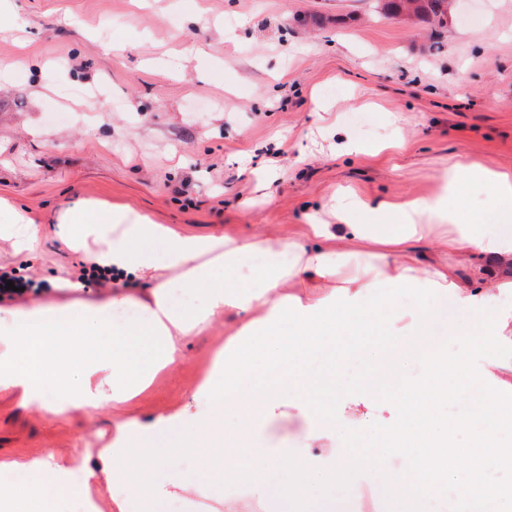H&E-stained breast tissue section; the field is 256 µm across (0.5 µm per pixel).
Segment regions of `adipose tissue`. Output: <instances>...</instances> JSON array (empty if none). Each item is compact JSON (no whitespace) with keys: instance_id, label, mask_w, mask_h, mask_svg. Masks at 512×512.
Instances as JSON below:
<instances>
[{"instance_id":"1","label":"adipose tissue","mask_w":512,"mask_h":512,"mask_svg":"<svg viewBox=\"0 0 512 512\" xmlns=\"http://www.w3.org/2000/svg\"><path fill=\"white\" fill-rule=\"evenodd\" d=\"M472 183L490 188L502 221H512V175L458 161L449 163L442 193L390 207H372L339 196L331 224H307L297 237L198 235L170 224L145 221L126 207L78 204L68 210L61 234L86 250L89 262L148 281L146 296L117 293L100 302L72 301L0 313V390L54 416L80 408L94 412L112 401L120 411L111 443L98 451L100 467L86 455L48 451L26 461L0 460V470L25 474L23 482L0 485V512H52L50 490L78 502L83 512H101L88 489L104 479L113 486L111 512H156L159 502L184 497L186 484L156 485L132 476L127 463L140 459L159 468L170 452H187L210 441L224 445V405L188 401L142 422L127 404L157 372L174 366L186 337L202 335L224 313L236 316L235 332L268 318L286 297L317 304L338 288L369 292L372 283L406 276L439 283L460 306L470 297L512 295V240L489 236L481 221L462 220L457 200ZM397 223H388L390 213ZM437 236L445 261L423 264L410 257L408 242ZM488 258L484 285L475 288L458 274L470 258ZM242 429L235 447L257 464L249 477L265 512L279 502L266 498L264 478L282 461L287 436H273L287 406L267 415L266 405L239 400Z\"/></svg>"}]
</instances>
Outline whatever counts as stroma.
Segmentation results:
<instances>
[{"instance_id":"stroma-1","label":"stroma","mask_w":512,"mask_h":512,"mask_svg":"<svg viewBox=\"0 0 512 512\" xmlns=\"http://www.w3.org/2000/svg\"><path fill=\"white\" fill-rule=\"evenodd\" d=\"M0 28V200L42 228L31 249L0 240V265L38 280L27 305L69 294L83 252L59 225L103 201L193 234L296 235L339 191L370 205L434 197L449 161L512 174V0H458L440 28L384 15L379 0H12ZM465 87H458L459 71ZM99 109L87 112L83 102ZM233 318L186 340L133 411L150 422L205 377ZM104 405L56 417L0 392V459L97 452ZM209 446L147 480L201 486L196 512L234 501L262 512L245 482H208Z\"/></svg>"}]
</instances>
